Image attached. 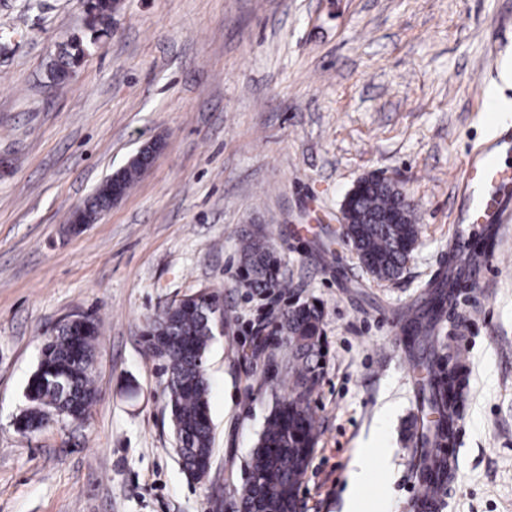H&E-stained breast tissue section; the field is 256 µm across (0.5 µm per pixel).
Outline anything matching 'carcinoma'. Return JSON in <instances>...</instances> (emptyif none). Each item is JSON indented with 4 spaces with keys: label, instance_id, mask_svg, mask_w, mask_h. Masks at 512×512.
<instances>
[{
    "label": "carcinoma",
    "instance_id": "carcinoma-1",
    "mask_svg": "<svg viewBox=\"0 0 512 512\" xmlns=\"http://www.w3.org/2000/svg\"><path fill=\"white\" fill-rule=\"evenodd\" d=\"M115 0L86 4L90 43L108 35ZM84 56L78 38L65 44L52 72L62 83ZM112 178H107L84 204L89 215L98 214L110 200ZM397 203L389 185L376 182L353 203L365 216H379ZM356 245L371 261L379 280L398 277L408 252L418 240L419 225L413 218L406 224H354ZM246 279L251 288H283L276 280L278 259L264 236H248L241 243ZM219 297L205 291L193 301L166 306L150 319L144 344L151 358L162 363L166 375L164 397L175 438L174 453L184 472L199 478L210 466L213 455V426L209 408L210 382L204 359L217 328ZM322 313L315 305L287 311L280 328L292 352L291 387L267 417L250 461L251 479L237 489L238 512H288L296 501L298 488L317 443L318 425L308 397L315 384L314 361L321 356ZM99 324L92 321L79 341L72 330L60 326L47 337L36 370L26 387L27 406L18 416L23 431L45 421V411L85 417L98 399L93 368ZM460 356L430 361L422 394L437 415L433 424L422 428L427 445L420 448L421 465L415 478L425 482V491L448 482V457L444 448L451 439L457 409L452 404L453 379L448 362Z\"/></svg>",
    "mask_w": 512,
    "mask_h": 512
}]
</instances>
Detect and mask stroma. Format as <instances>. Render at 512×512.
Wrapping results in <instances>:
<instances>
[{
	"instance_id": "obj_1",
	"label": "stroma",
	"mask_w": 512,
	"mask_h": 512,
	"mask_svg": "<svg viewBox=\"0 0 512 512\" xmlns=\"http://www.w3.org/2000/svg\"><path fill=\"white\" fill-rule=\"evenodd\" d=\"M80 0H0V512H237L257 437L287 395L290 305L318 304L320 425L304 512H409L421 362L466 330L469 392L441 512H512V223L489 274L421 343L469 157L512 131V0H118L110 33L54 84L85 34ZM125 196L80 232L73 212L149 142ZM377 174L415 207L418 241L380 281L341 231L347 192ZM260 232L285 285H242ZM224 303L206 354L214 450L180 468L164 372L143 329L200 289ZM100 323L98 401L81 423L21 434L46 332ZM369 484L346 500L350 472ZM83 56V42L78 38L71 39L59 52L55 68L52 72L53 80L58 83H63L67 78L64 75L70 73L72 67H74ZM61 76L64 77L60 78Z\"/></svg>"
}]
</instances>
